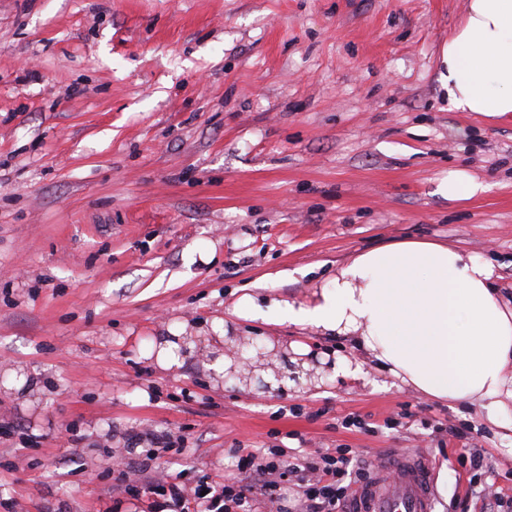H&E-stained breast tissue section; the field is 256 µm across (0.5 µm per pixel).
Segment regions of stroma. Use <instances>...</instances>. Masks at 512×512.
Instances as JSON below:
<instances>
[{
	"label": "stroma",
	"mask_w": 512,
	"mask_h": 512,
	"mask_svg": "<svg viewBox=\"0 0 512 512\" xmlns=\"http://www.w3.org/2000/svg\"><path fill=\"white\" fill-rule=\"evenodd\" d=\"M468 0H0V512H145L115 460L139 437L187 483L239 449L293 466L347 449L431 457L434 512L512 508V429L359 378L255 394L210 370L238 336L350 342L239 318L241 288L310 301L357 253L440 241L512 296V113L449 110L443 45ZM487 184L451 200L449 171ZM192 337L159 367L160 337ZM477 454L471 469L462 455Z\"/></svg>",
	"instance_id": "1"
}]
</instances>
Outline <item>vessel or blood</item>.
Instances as JSON below:
<instances>
[{"instance_id": "b4317fda", "label": "vessel or blood", "mask_w": 512, "mask_h": 512, "mask_svg": "<svg viewBox=\"0 0 512 512\" xmlns=\"http://www.w3.org/2000/svg\"><path fill=\"white\" fill-rule=\"evenodd\" d=\"M387 476L356 487L348 512H433L431 468L421 451L397 450Z\"/></svg>"}]
</instances>
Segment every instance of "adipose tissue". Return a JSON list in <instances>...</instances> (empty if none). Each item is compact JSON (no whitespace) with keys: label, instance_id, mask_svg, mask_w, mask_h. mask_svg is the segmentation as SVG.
Here are the masks:
<instances>
[{"label":"adipose tissue","instance_id":"ef3b65f1","mask_svg":"<svg viewBox=\"0 0 512 512\" xmlns=\"http://www.w3.org/2000/svg\"><path fill=\"white\" fill-rule=\"evenodd\" d=\"M450 109L512 113V0H469L441 53ZM488 261L431 241L355 255L311 302L239 296L241 318L286 321L350 339L366 362L415 392L499 419L512 401V303Z\"/></svg>","mask_w":512,"mask_h":512}]
</instances>
